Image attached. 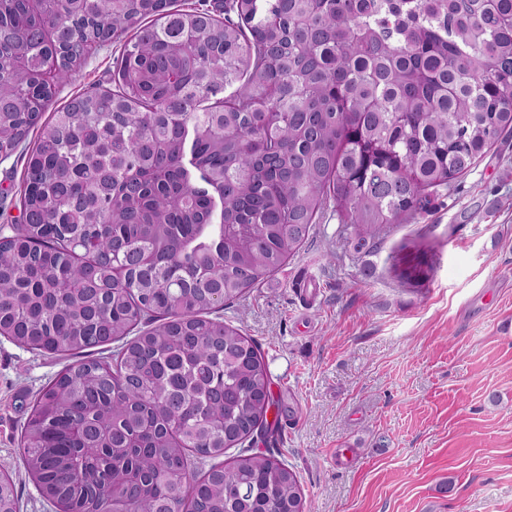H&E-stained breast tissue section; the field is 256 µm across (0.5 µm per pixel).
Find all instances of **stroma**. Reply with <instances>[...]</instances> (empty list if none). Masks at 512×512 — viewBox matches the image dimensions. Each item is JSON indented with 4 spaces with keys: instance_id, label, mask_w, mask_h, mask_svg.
<instances>
[{
    "instance_id": "1",
    "label": "stroma",
    "mask_w": 512,
    "mask_h": 512,
    "mask_svg": "<svg viewBox=\"0 0 512 512\" xmlns=\"http://www.w3.org/2000/svg\"><path fill=\"white\" fill-rule=\"evenodd\" d=\"M109 44L59 88L112 76ZM24 161H0V226ZM260 346L278 404L273 449L311 512H512V139L426 210L355 248L334 210L300 252L221 310ZM70 358L0 337V467L18 512H52L21 461L22 403Z\"/></svg>"
}]
</instances>
